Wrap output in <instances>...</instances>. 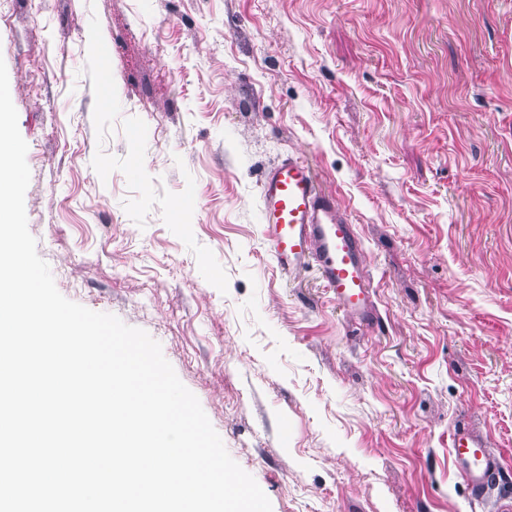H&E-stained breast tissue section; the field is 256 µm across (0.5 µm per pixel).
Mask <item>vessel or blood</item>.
I'll return each instance as SVG.
<instances>
[{"instance_id":"1","label":"vessel or blood","mask_w":512,"mask_h":512,"mask_svg":"<svg viewBox=\"0 0 512 512\" xmlns=\"http://www.w3.org/2000/svg\"><path fill=\"white\" fill-rule=\"evenodd\" d=\"M263 240L282 271L316 263L337 304L359 320L374 315L371 278L363 248L333 193L319 188L312 168L290 155L269 167L260 181ZM449 453L474 497L499 478L487 444L467 428L450 436Z\"/></svg>"}]
</instances>
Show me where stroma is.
<instances>
[{
    "instance_id": "obj_1",
    "label": "stroma",
    "mask_w": 512,
    "mask_h": 512,
    "mask_svg": "<svg viewBox=\"0 0 512 512\" xmlns=\"http://www.w3.org/2000/svg\"><path fill=\"white\" fill-rule=\"evenodd\" d=\"M0 59L58 291L160 343L272 512L512 498V0H0ZM289 154L363 243L365 323L265 249ZM449 453L474 497H482L499 478V466L487 444L468 428H456L450 436Z\"/></svg>"
}]
</instances>
